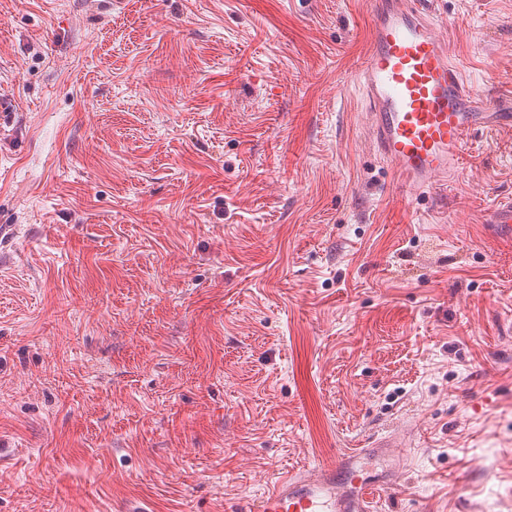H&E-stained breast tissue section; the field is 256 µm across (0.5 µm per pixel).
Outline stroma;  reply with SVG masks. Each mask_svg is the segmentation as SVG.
Masks as SVG:
<instances>
[{"label": "stroma", "mask_w": 512, "mask_h": 512, "mask_svg": "<svg viewBox=\"0 0 512 512\" xmlns=\"http://www.w3.org/2000/svg\"><path fill=\"white\" fill-rule=\"evenodd\" d=\"M480 101L512 0H443ZM366 0H0V512H228L392 436L375 512H512V130L401 193Z\"/></svg>", "instance_id": "1"}]
</instances>
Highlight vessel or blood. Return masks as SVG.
<instances>
[{"instance_id": "1", "label": "vessel or blood", "mask_w": 512, "mask_h": 512, "mask_svg": "<svg viewBox=\"0 0 512 512\" xmlns=\"http://www.w3.org/2000/svg\"><path fill=\"white\" fill-rule=\"evenodd\" d=\"M371 46L359 74L378 155L404 190L426 193L458 170L478 129L512 128V111L489 112L455 63L437 23L439 0H372ZM362 453L277 480L237 512H371L390 481L359 471Z\"/></svg>"}]
</instances>
